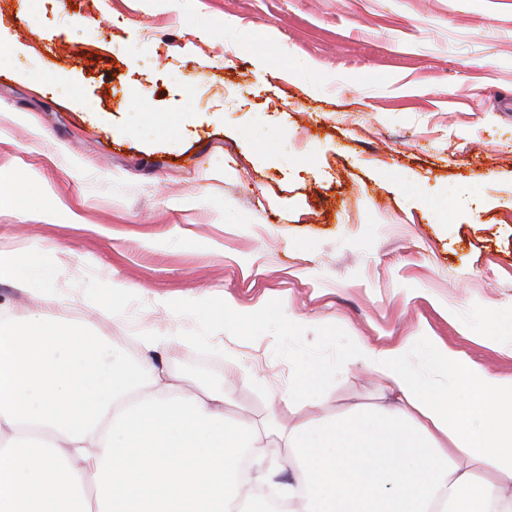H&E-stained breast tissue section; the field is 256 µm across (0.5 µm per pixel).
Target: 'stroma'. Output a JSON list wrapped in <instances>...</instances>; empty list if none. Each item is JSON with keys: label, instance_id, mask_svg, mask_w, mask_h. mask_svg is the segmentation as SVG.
I'll return each mask as SVG.
<instances>
[{"label": "stroma", "instance_id": "1", "mask_svg": "<svg viewBox=\"0 0 512 512\" xmlns=\"http://www.w3.org/2000/svg\"><path fill=\"white\" fill-rule=\"evenodd\" d=\"M1 172L41 316L133 361L191 332L163 367L229 421L308 415V367L319 415L375 402L357 337L512 375V0H0Z\"/></svg>", "mask_w": 512, "mask_h": 512}]
</instances>
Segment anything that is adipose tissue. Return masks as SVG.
Wrapping results in <instances>:
<instances>
[{"mask_svg": "<svg viewBox=\"0 0 512 512\" xmlns=\"http://www.w3.org/2000/svg\"><path fill=\"white\" fill-rule=\"evenodd\" d=\"M188 336H144L131 362L101 336L34 314L0 317V512H249L256 482L280 486L289 512H512V375L499 376L439 337L356 342L391 404L288 427L224 417L223 391L199 393L150 359ZM451 383L438 396L408 360ZM289 479L244 452L269 437Z\"/></svg>", "mask_w": 512, "mask_h": 512, "instance_id": "obj_1", "label": "adipose tissue"}]
</instances>
